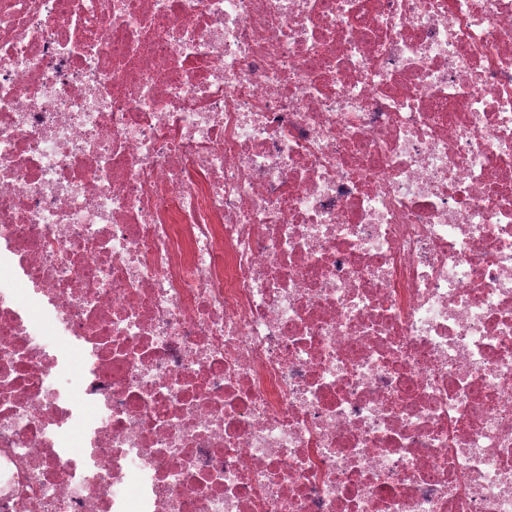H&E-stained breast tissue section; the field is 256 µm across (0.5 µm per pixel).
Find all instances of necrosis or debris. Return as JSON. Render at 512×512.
<instances>
[{"instance_id":"1","label":"necrosis or debris","mask_w":512,"mask_h":512,"mask_svg":"<svg viewBox=\"0 0 512 512\" xmlns=\"http://www.w3.org/2000/svg\"><path fill=\"white\" fill-rule=\"evenodd\" d=\"M0 512H512V0H0Z\"/></svg>"}]
</instances>
